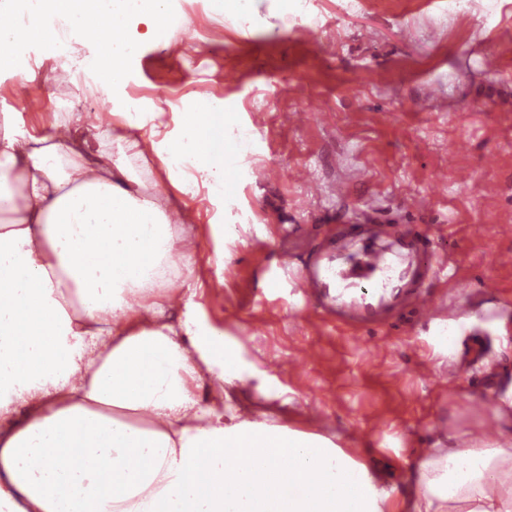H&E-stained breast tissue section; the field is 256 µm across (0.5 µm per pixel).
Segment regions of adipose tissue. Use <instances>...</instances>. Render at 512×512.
<instances>
[{
	"mask_svg": "<svg viewBox=\"0 0 512 512\" xmlns=\"http://www.w3.org/2000/svg\"><path fill=\"white\" fill-rule=\"evenodd\" d=\"M143 126L126 113L106 167L78 137L44 146L0 116V175L20 189L0 218V512H512V452L495 443L435 431L407 489H386L328 437L251 421L220 391L203 400L207 376L252 374L193 294L174 324L153 291L161 271L186 283L191 256L125 164ZM196 137L162 157L207 183L252 148L225 132L218 171Z\"/></svg>",
	"mask_w": 512,
	"mask_h": 512,
	"instance_id": "adipose-tissue-1",
	"label": "adipose tissue"
}]
</instances>
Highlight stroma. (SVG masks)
<instances>
[{
	"label": "stroma",
	"mask_w": 512,
	"mask_h": 512,
	"mask_svg": "<svg viewBox=\"0 0 512 512\" xmlns=\"http://www.w3.org/2000/svg\"><path fill=\"white\" fill-rule=\"evenodd\" d=\"M184 6L162 36L138 40L139 0H123L98 44L38 38L18 64L0 53V113L39 137L70 122L13 97L24 74L74 108L93 105L116 129L131 89L143 91V141L127 166L142 198L163 211L181 205L171 227L192 254L196 316L255 370L230 391L250 420L292 397L293 428L334 439L387 488L405 485L435 429L483 442L512 386L511 357L484 364L500 330L512 332V0H466L463 16L448 0H311L313 36L285 23L281 0H251L230 29L210 0ZM120 44L132 47L124 81L95 91L72 74ZM489 53L500 70L485 67ZM197 86L215 96L213 137L233 121L282 177L231 171L219 187L162 165L164 144L191 123ZM292 112L306 121L289 123ZM340 186L348 196H337ZM425 194L429 209L407 208ZM371 204L386 241L410 222L429 227L447 264V278H423L439 316L406 335H358L349 318H328L293 288L297 268L336 255L323 218L350 228L357 247L365 235L350 217ZM485 279L495 289L473 294ZM310 346L316 358L290 370L288 358Z\"/></svg>",
	"instance_id": "stroma-1"
}]
</instances>
